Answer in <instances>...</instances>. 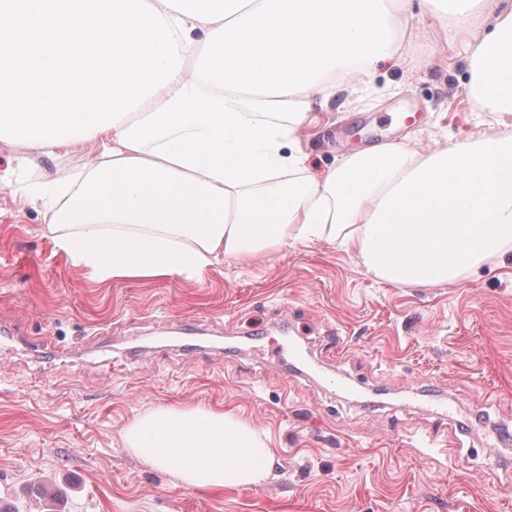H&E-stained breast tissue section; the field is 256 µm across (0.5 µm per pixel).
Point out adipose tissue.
<instances>
[{"label": "adipose tissue", "mask_w": 512, "mask_h": 512, "mask_svg": "<svg viewBox=\"0 0 512 512\" xmlns=\"http://www.w3.org/2000/svg\"><path fill=\"white\" fill-rule=\"evenodd\" d=\"M182 18L183 65L136 112L92 133L94 164L44 186L46 228L102 281L195 280L225 258L324 239L401 286L456 282L512 245V0H429L440 24L483 19L468 44L489 132L428 150L381 142L310 171L300 131L336 78L348 93L400 65L394 0H148ZM125 447L193 489L270 475L267 435L221 409L159 405Z\"/></svg>", "instance_id": "1"}]
</instances>
